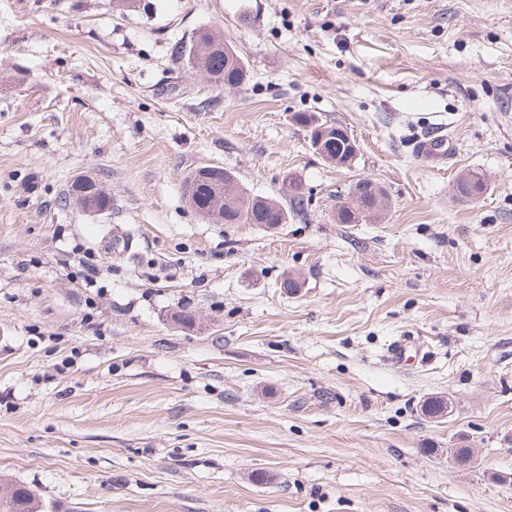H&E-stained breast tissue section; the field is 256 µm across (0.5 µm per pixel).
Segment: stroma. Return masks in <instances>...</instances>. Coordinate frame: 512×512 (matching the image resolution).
<instances>
[{"label": "stroma", "mask_w": 512, "mask_h": 512, "mask_svg": "<svg viewBox=\"0 0 512 512\" xmlns=\"http://www.w3.org/2000/svg\"><path fill=\"white\" fill-rule=\"evenodd\" d=\"M203 28L240 87L176 57ZM201 166L307 210L211 223ZM83 174L111 210L64 205ZM361 178L387 211L336 223ZM510 473L512 0H0V478L49 512H512ZM293 122L296 125L302 126L306 128L309 131L310 136V143L312 141V147L316 150V153L322 157L321 152L322 150H325L326 153L331 156L332 158L336 157V165L337 167H344L349 165L350 161L346 156H352V160H355V157L357 156L358 146H356L355 140L351 138V136L346 132V130H343L341 128L336 127V134L341 133L343 136L337 135L331 136L329 135V130L325 129L327 126H325L327 123H318V120H316L311 115H307L305 112H296L292 117ZM324 125V126H323ZM318 126H321L317 128L315 131L314 129ZM314 131V132H313ZM313 133V134H312ZM329 138V139H328ZM328 139V140H326ZM326 140L323 147V142ZM337 155V156H336ZM339 155L342 158H344L342 161H338ZM451 143L446 127H437L415 142V150L425 165L434 168L448 159ZM205 168L222 169L221 173L224 170V178L222 174L224 185L226 183L236 184L235 188L240 191L241 195L237 210L224 213V222L214 224H266L268 228H274L277 224L287 223L289 216L301 211L307 201L301 184L295 179H290L292 181L284 185L279 197L251 196L241 189L232 171L222 167L206 166L192 171L184 184V196L190 208L202 217L210 212L219 200L214 183L203 178L200 173ZM293 180L294 185L292 184Z\"/></svg>", "instance_id": "35a3bbf8"}]
</instances>
